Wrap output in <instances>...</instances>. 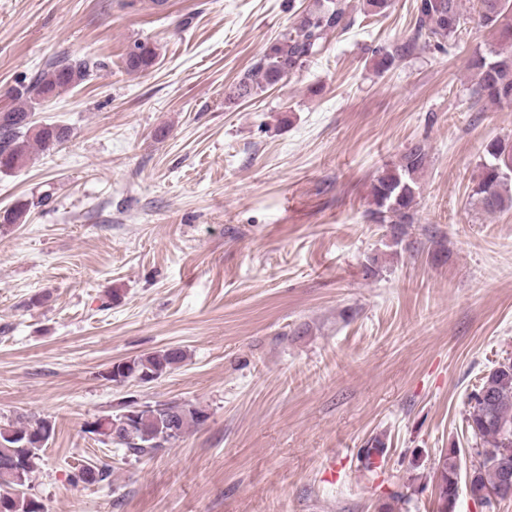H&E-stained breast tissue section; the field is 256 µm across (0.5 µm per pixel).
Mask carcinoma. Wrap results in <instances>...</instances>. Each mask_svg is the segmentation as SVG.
<instances>
[{
    "label": "carcinoma",
    "instance_id": "1",
    "mask_svg": "<svg viewBox=\"0 0 512 512\" xmlns=\"http://www.w3.org/2000/svg\"><path fill=\"white\" fill-rule=\"evenodd\" d=\"M478 22L493 36V44L477 48L467 61L473 81V94L500 107L512 106V0H477ZM392 0H362L366 17H385ZM412 33L391 44L369 48L375 71L394 69L420 47L438 51L461 28V0H414ZM355 24L350 0H313L297 17L283 39L267 46L260 58L233 84L227 101H246L272 88L288 76L303 70L321 53L334 34H344ZM157 52L147 42H135L125 55L129 73H142L155 65ZM107 63L96 57L55 61L32 80L19 82L20 89L9 97L8 111L0 112V173L23 166L33 150L50 152L70 138L66 125L46 124L32 130L27 118L36 99L53 98L61 92L90 81ZM430 165L428 148L415 144L373 179L367 218L390 228L392 245L402 244L413 224L420 180ZM50 199L18 203L0 222L22 224L31 207ZM471 201L492 216L512 209V139L489 141L479 164V175L471 189ZM186 355L180 348H166L124 360L111 381L134 378L152 382L177 369ZM204 410L192 403H145L135 419L126 424L120 413L98 419L93 432L116 448L145 457L159 448L175 444L193 424L204 422ZM467 431L475 439L471 465L465 475L470 496L491 510L495 503L485 499L484 491L497 484L504 473H512V362L499 364L469 395L465 417ZM54 433L47 419H20L0 427V461L13 456L17 464L0 465V512H43L38 500L28 493L31 475L38 468L41 451ZM460 449L447 448L436 468L437 512H456L460 477ZM110 466L102 463L82 467L76 479L89 485L109 479Z\"/></svg>",
    "mask_w": 512,
    "mask_h": 512
}]
</instances>
